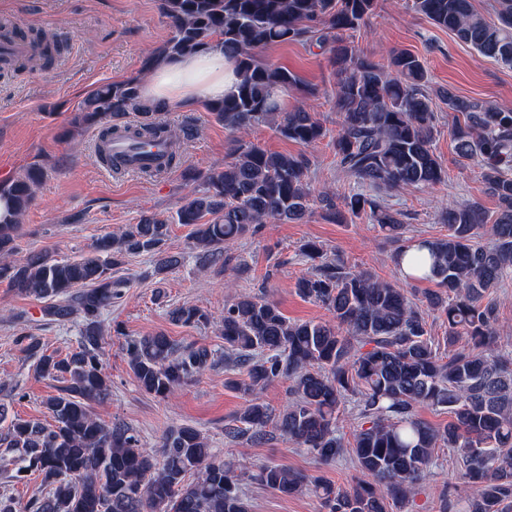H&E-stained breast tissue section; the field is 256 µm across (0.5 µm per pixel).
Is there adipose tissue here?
I'll return each instance as SVG.
<instances>
[{"instance_id":"1","label":"adipose tissue","mask_w":512,"mask_h":512,"mask_svg":"<svg viewBox=\"0 0 512 512\" xmlns=\"http://www.w3.org/2000/svg\"><path fill=\"white\" fill-rule=\"evenodd\" d=\"M238 81L235 67L219 46L160 62L140 96L145 102L167 111H180L200 102L223 98Z\"/></svg>"}]
</instances>
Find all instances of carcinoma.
<instances>
[{"label":"carcinoma","mask_w":512,"mask_h":512,"mask_svg":"<svg viewBox=\"0 0 512 512\" xmlns=\"http://www.w3.org/2000/svg\"><path fill=\"white\" fill-rule=\"evenodd\" d=\"M412 2L435 26L512 67V0H495V22L476 11L472 0ZM376 5L377 0H162L172 37L146 58L145 70L217 42L240 76L222 101L207 105L234 135L233 158L193 175L202 191L188 197L174 217L177 224L194 226L191 248L200 267L226 263V247L258 225L300 221L307 212L308 160L241 139L263 124L306 147L326 137L306 107L282 110L279 93L299 79L259 56L268 46L288 42H310L336 66L341 121L333 144L336 170L350 189L339 205L330 192L322 193L329 219L364 218L378 225L397 243L393 257L400 255L406 226L399 213L359 187L428 189L444 182L446 172L431 147L437 114L424 90L422 59L395 50L382 65L345 44L344 32L364 25ZM25 41L31 53L14 63L18 69L34 62L44 68L60 50L39 34ZM443 99L454 113L448 132L457 155L479 162L481 178L502 209L491 222L472 203H450L442 211L448 233L420 240L428 248L420 264L430 266L420 279L436 282L439 290L418 298L368 271L347 268L341 257L329 258L308 241L299 253L311 271L297 280L296 290L332 319L291 321L275 301L240 295L224 305L218 322L227 370L245 372L226 381L245 400L224 426L226 439L261 444L279 435L323 465L353 454L363 478L349 489L282 464L250 475L283 496L312 493L326 512H388L387 501H409L431 476L439 448L451 452L464 480L453 497L441 493L440 512H512V351L499 349L498 310L486 299L512 278V108L471 102L451 90ZM127 112L142 118L130 131L133 140L148 145L161 139L167 166L181 163V143L195 131L156 121L159 108L142 103L137 79L98 87L80 113L83 123L100 128L101 163L114 166L106 148L112 118ZM41 179V169L32 167L0 183L9 215L0 218V282L45 301L48 320L77 323V347L60 358L28 337L37 375L62 386L46 402L54 424L11 419L0 444L18 456L3 459L0 470L15 465L19 473H36L48 491L24 505L0 494V512H247L240 486L245 473L210 448L198 428L170 430L157 458L131 427L102 422L91 409L112 396L101 359L104 315L127 287L112 270L127 256L144 253L155 257L157 275L179 266L182 257L164 249L168 220L145 215L123 233L97 239L88 255L18 260L21 215ZM483 233L491 245L476 242ZM431 312L448 326L441 339L431 333ZM169 316L184 326L211 323L192 303L174 307ZM461 337L464 345L450 354L441 351ZM124 350L138 387L164 400L215 363L206 345L179 343L162 332L128 337ZM281 378L291 381L290 397L276 413L262 393ZM349 403L356 425L346 433L340 416ZM421 405L443 410L451 420L433 426L418 416Z\"/></svg>","instance_id":"obj_1"}]
</instances>
